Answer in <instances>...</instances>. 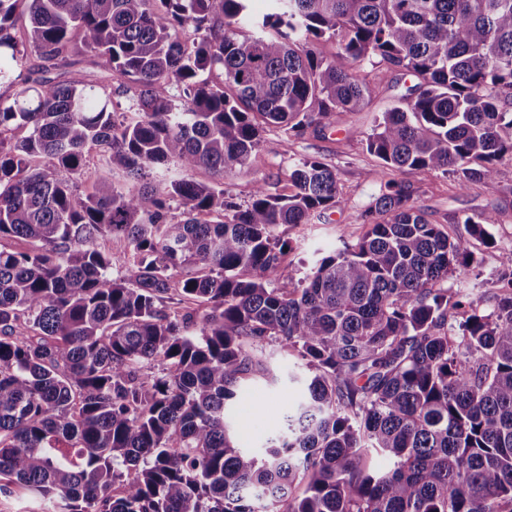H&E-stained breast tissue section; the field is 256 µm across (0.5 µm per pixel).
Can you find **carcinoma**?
Segmentation results:
<instances>
[{
	"label": "carcinoma",
	"mask_w": 512,
	"mask_h": 512,
	"mask_svg": "<svg viewBox=\"0 0 512 512\" xmlns=\"http://www.w3.org/2000/svg\"><path fill=\"white\" fill-rule=\"evenodd\" d=\"M271 2L0 0V239L31 243L0 249V493L44 512H512V249L491 312L448 293L496 215L452 237L402 178L466 187L512 163V0ZM76 56L110 81L63 78ZM353 64L419 79L365 138L399 177L297 278L277 230L336 207L334 168L301 160L291 192L258 182L244 206L222 178L269 126L322 135L361 111ZM270 344L302 362L304 399L253 451L227 411Z\"/></svg>",
	"instance_id": "obj_1"
}]
</instances>
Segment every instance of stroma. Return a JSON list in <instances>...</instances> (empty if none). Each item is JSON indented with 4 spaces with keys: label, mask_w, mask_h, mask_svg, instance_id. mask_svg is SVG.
I'll return each instance as SVG.
<instances>
[{
    "label": "stroma",
    "mask_w": 512,
    "mask_h": 512,
    "mask_svg": "<svg viewBox=\"0 0 512 512\" xmlns=\"http://www.w3.org/2000/svg\"><path fill=\"white\" fill-rule=\"evenodd\" d=\"M415 82V77L395 74L378 83L362 111L337 114L334 127L319 137L309 134L290 139L279 129L266 130L250 170L225 178L235 202L244 204L250 199L256 181L275 182L278 175L304 157L321 156L335 168L339 187L336 208L325 218L280 229L283 239L291 245L286 260L293 268L310 266L317 249L337 245L339 236L353 242L363 234L358 216L380 194L383 182L390 177L380 161L367 152L365 136L375 119L392 108ZM408 179L427 220L443 225L450 235L465 234V226L457 222L463 214H496L498 222L491 229L494 242L489 246L475 245L470 277L447 282L448 289L470 293L480 299L485 311H492L498 293L500 253L512 246V163L498 166L492 182L465 188L459 186L454 175L434 171H415L409 173ZM265 357L276 382L259 379L249 383L230 407L233 421L241 426L244 445L256 450L262 449L284 424L285 402L298 401L304 391L301 381L289 380L294 363L283 358L278 346H267Z\"/></svg>",
    "instance_id": "1"
}]
</instances>
